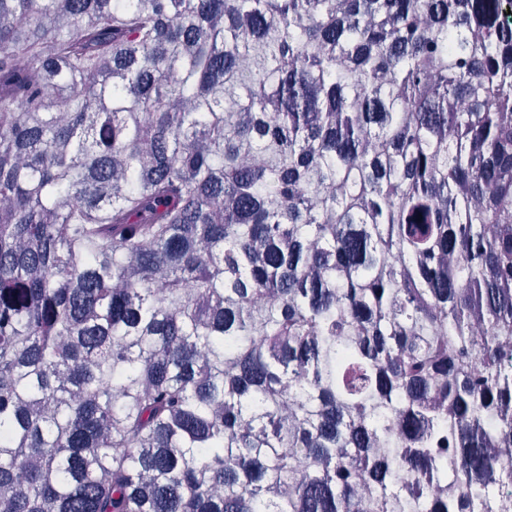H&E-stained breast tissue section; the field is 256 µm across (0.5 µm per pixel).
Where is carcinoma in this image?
<instances>
[{"instance_id":"carcinoma-1","label":"carcinoma","mask_w":512,"mask_h":512,"mask_svg":"<svg viewBox=\"0 0 512 512\" xmlns=\"http://www.w3.org/2000/svg\"><path fill=\"white\" fill-rule=\"evenodd\" d=\"M509 7L0 0V512H512Z\"/></svg>"}]
</instances>
